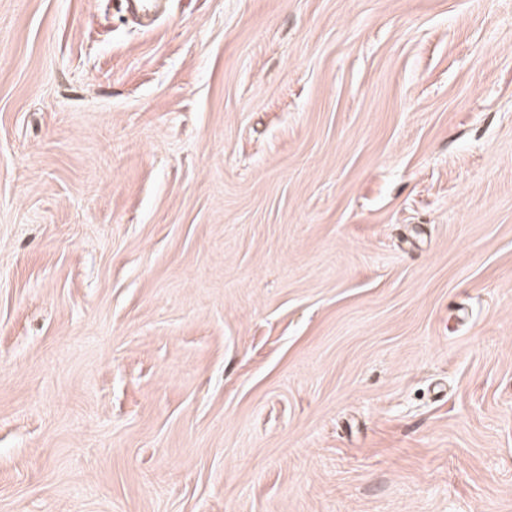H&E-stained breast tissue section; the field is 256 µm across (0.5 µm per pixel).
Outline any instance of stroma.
I'll list each match as a JSON object with an SVG mask.
<instances>
[{
    "instance_id": "1",
    "label": "stroma",
    "mask_w": 512,
    "mask_h": 512,
    "mask_svg": "<svg viewBox=\"0 0 512 512\" xmlns=\"http://www.w3.org/2000/svg\"><path fill=\"white\" fill-rule=\"evenodd\" d=\"M0 512H512V0H0Z\"/></svg>"
}]
</instances>
